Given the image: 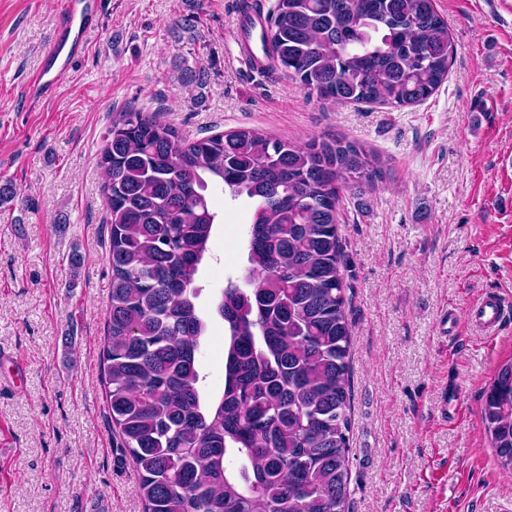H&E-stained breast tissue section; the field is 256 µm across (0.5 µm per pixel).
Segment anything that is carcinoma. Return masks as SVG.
Masks as SVG:
<instances>
[{"instance_id":"carcinoma-1","label":"carcinoma","mask_w":512,"mask_h":512,"mask_svg":"<svg viewBox=\"0 0 512 512\" xmlns=\"http://www.w3.org/2000/svg\"><path fill=\"white\" fill-rule=\"evenodd\" d=\"M455 44L435 0H275L265 57L322 100L404 107L448 78ZM200 89L205 69L180 66ZM364 147H301L254 130L182 138L155 114L112 121L100 150L112 270L103 359L107 407L136 468L144 512H347L349 371L339 190L374 185ZM255 204L242 282L214 304L224 387L202 386L209 321L196 281L217 214L207 191ZM481 417L512 472V359Z\"/></svg>"}]
</instances>
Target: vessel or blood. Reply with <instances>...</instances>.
<instances>
[{
    "label": "vessel or blood",
    "mask_w": 512,
    "mask_h": 512,
    "mask_svg": "<svg viewBox=\"0 0 512 512\" xmlns=\"http://www.w3.org/2000/svg\"><path fill=\"white\" fill-rule=\"evenodd\" d=\"M103 8L102 0H63L62 24L44 53V65L27 84V94L40 100L59 84L70 65L86 44L87 31L93 27ZM504 301L496 293L486 294L468 313L472 325L482 335H496L503 320Z\"/></svg>",
    "instance_id": "1"
}]
</instances>
